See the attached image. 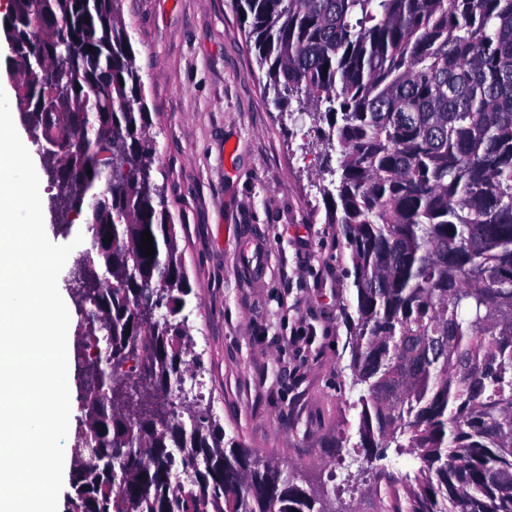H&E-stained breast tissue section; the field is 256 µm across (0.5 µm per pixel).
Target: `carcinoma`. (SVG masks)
Returning <instances> with one entry per match:
<instances>
[{
  "instance_id": "1",
  "label": "carcinoma",
  "mask_w": 512,
  "mask_h": 512,
  "mask_svg": "<svg viewBox=\"0 0 512 512\" xmlns=\"http://www.w3.org/2000/svg\"><path fill=\"white\" fill-rule=\"evenodd\" d=\"M114 2L11 0L6 20L12 67L37 74L14 107L55 152L58 232L91 233L66 279L90 329L73 349L85 420L69 504L327 512L278 466L226 448L211 416L184 420L177 316L192 288ZM244 2L265 88L341 146L322 191L354 269L359 447L421 463L383 512H512V0ZM61 95L92 117L91 139L53 112Z\"/></svg>"
}]
</instances>
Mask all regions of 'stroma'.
Listing matches in <instances>:
<instances>
[{
	"label": "stroma",
	"mask_w": 512,
	"mask_h": 512,
	"mask_svg": "<svg viewBox=\"0 0 512 512\" xmlns=\"http://www.w3.org/2000/svg\"><path fill=\"white\" fill-rule=\"evenodd\" d=\"M192 293L185 403L226 440L327 492L337 512H380L416 456L358 449L344 307L353 266L326 221L321 171L338 143L276 103L236 0H117Z\"/></svg>",
	"instance_id": "1"
}]
</instances>
